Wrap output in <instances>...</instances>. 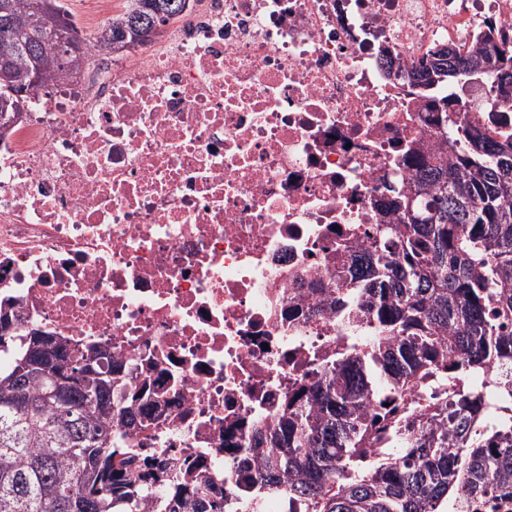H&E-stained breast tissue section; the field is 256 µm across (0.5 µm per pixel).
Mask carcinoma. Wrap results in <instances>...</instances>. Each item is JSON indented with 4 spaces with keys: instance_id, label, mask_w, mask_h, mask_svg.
<instances>
[{
    "instance_id": "1",
    "label": "carcinoma",
    "mask_w": 512,
    "mask_h": 512,
    "mask_svg": "<svg viewBox=\"0 0 512 512\" xmlns=\"http://www.w3.org/2000/svg\"><path fill=\"white\" fill-rule=\"evenodd\" d=\"M40 16L26 46L0 37L14 88L35 78L47 88L74 82L85 65L72 14L60 0ZM183 0H126L98 45L134 46L181 13ZM72 41L58 50L49 37ZM494 91L512 83V34L486 20L472 48L435 45L407 81L426 122L448 142L456 100L440 92L467 78L485 57ZM463 154L410 144L400 163L415 170L413 189H390L380 204L391 222L334 283L331 303L352 324L373 325L368 349L347 351L313 384L288 395L276 425L255 430L244 490L286 494L301 512H482L512 497V428L476 422L479 390L467 381L512 367V136L458 129ZM422 221L408 220L407 202ZM47 355L36 335L0 318V512H225L204 481L166 480L149 458L120 448L111 426L112 390L92 378L59 392L54 372L72 355L101 373L98 358L57 338ZM378 400L368 411L371 398ZM117 416L152 418L146 389L124 392Z\"/></svg>"
}]
</instances>
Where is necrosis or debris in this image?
<instances>
[{
  "label": "necrosis or debris",
  "mask_w": 512,
  "mask_h": 512,
  "mask_svg": "<svg viewBox=\"0 0 512 512\" xmlns=\"http://www.w3.org/2000/svg\"><path fill=\"white\" fill-rule=\"evenodd\" d=\"M99 4L81 86L0 145V301L108 351L124 389L152 384L160 420L118 433L239 512L254 426L369 343L328 286L380 224L384 179L409 187L404 147L440 143L388 63L468 48L489 18L512 30V0H194L106 65ZM456 94L449 125L512 132L490 83Z\"/></svg>",
  "instance_id": "1"
}]
</instances>
